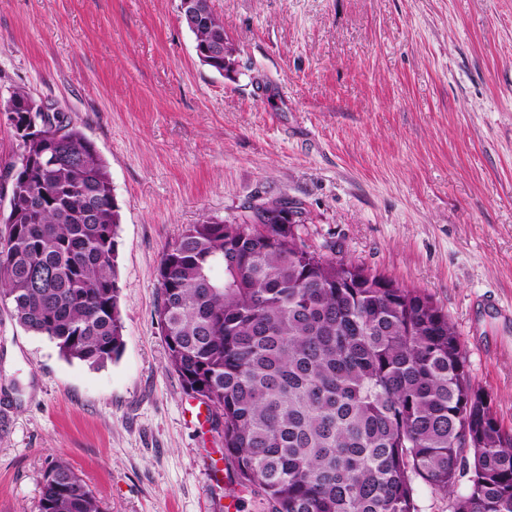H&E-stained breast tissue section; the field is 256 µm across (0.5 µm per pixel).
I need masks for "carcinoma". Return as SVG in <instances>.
Instances as JSON below:
<instances>
[{"label": "carcinoma", "instance_id": "cac0c4a2", "mask_svg": "<svg viewBox=\"0 0 512 512\" xmlns=\"http://www.w3.org/2000/svg\"><path fill=\"white\" fill-rule=\"evenodd\" d=\"M50 126L23 144L0 217V300L62 357L99 366L123 347L120 207L93 143L59 112ZM328 249L286 218L233 219L189 224L162 253L168 366L215 408L234 481L257 512H418V480L453 512H512V431L471 382L455 325ZM39 512L103 509L59 458Z\"/></svg>", "mask_w": 512, "mask_h": 512}]
</instances>
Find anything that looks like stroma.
Segmentation results:
<instances>
[{
	"label": "stroma",
	"instance_id": "1",
	"mask_svg": "<svg viewBox=\"0 0 512 512\" xmlns=\"http://www.w3.org/2000/svg\"><path fill=\"white\" fill-rule=\"evenodd\" d=\"M177 6L0 0V100L54 103L109 167L124 324L91 367L0 301V512H38L59 457L104 512H254L168 367L157 267L185 226L277 198L310 245L431 296L511 430L512 0H212L224 76ZM213 22V24L219 30H221L224 35V25L222 23V20L216 13ZM187 28L194 36L195 46L205 42L196 49V52L205 63H216L218 64V66L224 65V69H221L222 74H227L229 71H232L234 69L235 61L234 59H232V54L225 46L224 39L220 35V32L217 30V28L214 38L210 41H208L210 38V31L208 29H194L191 28L189 25H187ZM221 46L223 47L222 52Z\"/></svg>",
	"mask_w": 512,
	"mask_h": 512
}]
</instances>
